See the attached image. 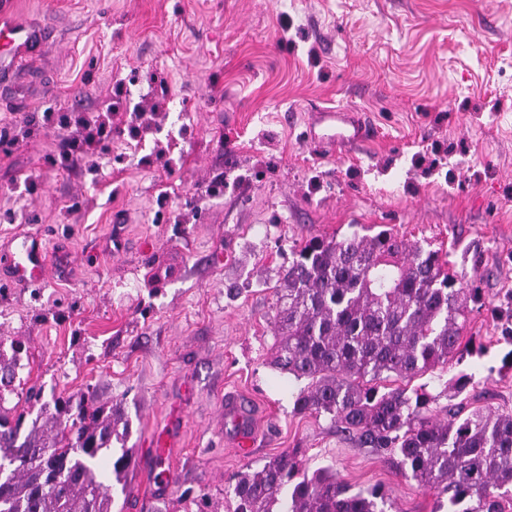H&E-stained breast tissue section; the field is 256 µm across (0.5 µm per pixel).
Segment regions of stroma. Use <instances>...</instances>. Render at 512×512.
<instances>
[{
  "label": "stroma",
  "mask_w": 512,
  "mask_h": 512,
  "mask_svg": "<svg viewBox=\"0 0 512 512\" xmlns=\"http://www.w3.org/2000/svg\"><path fill=\"white\" fill-rule=\"evenodd\" d=\"M51 39L0 86V248L49 246L36 287L0 268V349L25 344L19 410L120 405L133 461L112 512H227L246 468L297 448L392 512L419 488L329 417L295 413L300 381L270 363L276 296L313 237L387 230L449 257L481 290L469 352L412 379L447 411L512 413V0H9ZM289 34H282V26ZM108 151L60 164L46 112H102ZM368 137L317 148L315 113ZM218 187L215 195L207 187ZM468 375L456 390L453 381ZM254 415L235 452L225 399ZM176 475L143 464L159 432Z\"/></svg>",
  "instance_id": "obj_1"
}]
</instances>
